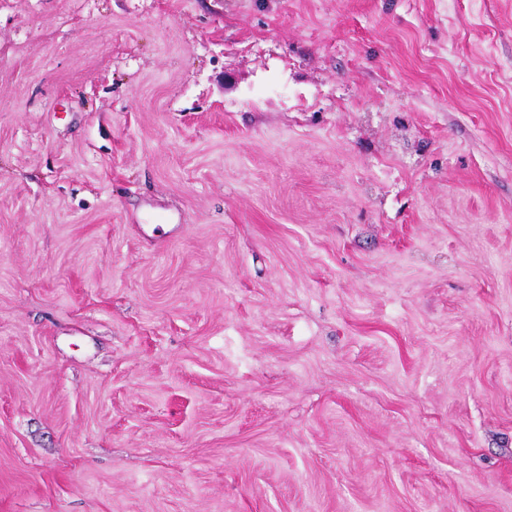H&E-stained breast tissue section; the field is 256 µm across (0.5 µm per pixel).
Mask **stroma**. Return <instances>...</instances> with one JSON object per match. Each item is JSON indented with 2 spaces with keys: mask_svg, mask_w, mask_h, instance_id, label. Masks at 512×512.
<instances>
[{
  "mask_svg": "<svg viewBox=\"0 0 512 512\" xmlns=\"http://www.w3.org/2000/svg\"><path fill=\"white\" fill-rule=\"evenodd\" d=\"M0 512H512V0H0Z\"/></svg>",
  "mask_w": 512,
  "mask_h": 512,
  "instance_id": "stroma-1",
  "label": "stroma"
}]
</instances>
